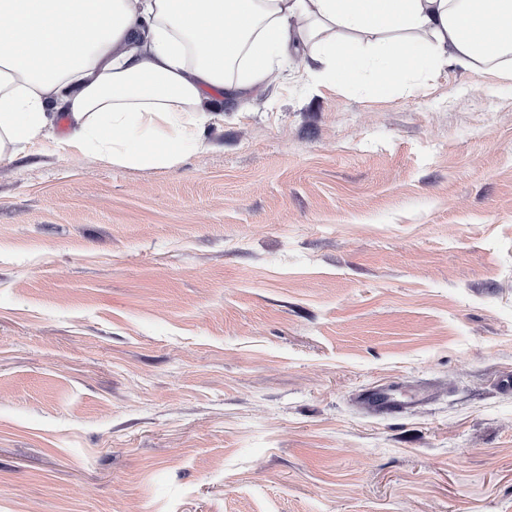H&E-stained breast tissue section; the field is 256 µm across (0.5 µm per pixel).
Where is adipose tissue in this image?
<instances>
[{"label": "adipose tissue", "instance_id": "1", "mask_svg": "<svg viewBox=\"0 0 512 512\" xmlns=\"http://www.w3.org/2000/svg\"><path fill=\"white\" fill-rule=\"evenodd\" d=\"M511 53L512 0H0V160L64 112L69 149L175 165L207 147L213 100L248 105L297 54L408 88Z\"/></svg>", "mask_w": 512, "mask_h": 512}]
</instances>
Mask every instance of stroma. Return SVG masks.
Segmentation results:
<instances>
[{"instance_id": "obj_1", "label": "stroma", "mask_w": 512, "mask_h": 512, "mask_svg": "<svg viewBox=\"0 0 512 512\" xmlns=\"http://www.w3.org/2000/svg\"><path fill=\"white\" fill-rule=\"evenodd\" d=\"M501 67L297 57L173 166L1 162L0 512H512ZM363 404L375 414L399 413L403 408V405L391 398L384 388L367 392L363 396Z\"/></svg>"}]
</instances>
